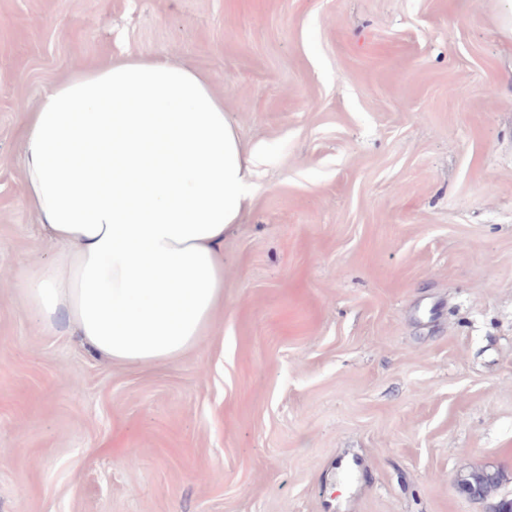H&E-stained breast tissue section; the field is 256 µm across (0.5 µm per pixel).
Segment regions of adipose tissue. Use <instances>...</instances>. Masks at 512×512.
I'll use <instances>...</instances> for the list:
<instances>
[{
  "label": "adipose tissue",
  "instance_id": "obj_1",
  "mask_svg": "<svg viewBox=\"0 0 512 512\" xmlns=\"http://www.w3.org/2000/svg\"><path fill=\"white\" fill-rule=\"evenodd\" d=\"M27 203L55 247L19 274L44 327L112 363L179 358L224 302L252 156L209 77L152 54L71 73L28 112Z\"/></svg>",
  "mask_w": 512,
  "mask_h": 512
}]
</instances>
